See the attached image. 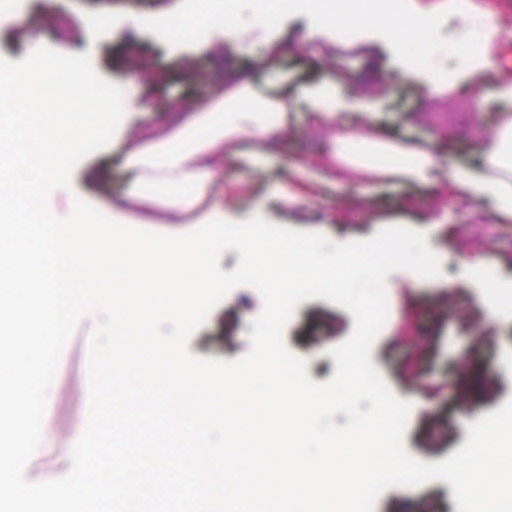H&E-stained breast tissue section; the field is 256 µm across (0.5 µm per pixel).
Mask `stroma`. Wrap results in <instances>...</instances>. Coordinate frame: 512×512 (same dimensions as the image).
Returning <instances> with one entry per match:
<instances>
[{
	"instance_id": "35a3bbf8",
	"label": "stroma",
	"mask_w": 512,
	"mask_h": 512,
	"mask_svg": "<svg viewBox=\"0 0 512 512\" xmlns=\"http://www.w3.org/2000/svg\"><path fill=\"white\" fill-rule=\"evenodd\" d=\"M23 11L37 25L36 43L2 30L0 56L21 61L36 44L72 55L87 52L100 76L123 89L139 86L150 101L145 107L124 96L123 118L110 144L77 164L69 186L50 192L54 216L69 217L79 196L110 219L139 227L147 211L131 197L136 169L130 149L150 145L154 132L169 128L172 101H184L194 116L207 112L220 85L219 60L247 67L253 72V88L295 99V111L283 118L252 101H238L245 118L223 156L211 158L205 193L184 183L176 171L147 170L148 179L197 201L181 224L165 223L162 206L154 205L149 212L156 221L150 231L180 235L217 218L236 222L256 215L342 243L371 238L390 225L424 231L442 273L424 288L412 272L388 275L387 318L370 352L372 365L393 393L412 404L404 434L408 453L429 464L448 459L466 443L469 424L512 399V223L479 215L448 186L449 171L481 166L480 146L492 141L503 114L512 112V99L503 96L496 77H488L475 96L458 86L441 91L418 82L381 36L361 32L357 47L338 50L304 14L289 16L271 30L250 23L220 38L172 48L140 24L153 17L155 0H26ZM493 14L485 0H468L465 19L445 21L440 33L454 37L464 28L488 24ZM498 17L499 41L512 43V12ZM131 48L148 59L149 71L166 74L165 84L131 73L126 59ZM318 95L338 100L333 120L317 118L312 101ZM341 130L358 138L375 135L389 144L427 148L435 165L424 181L374 177L337 165L332 154ZM442 298L447 301L448 326L420 389L401 378L403 354L392 342L407 308L424 313ZM264 307L256 289H232L194 333L197 356L232 361L247 354L252 321ZM461 309L470 317L465 329L455 318ZM353 328L347 309L313 298L296 306L284 341L306 358L309 378L324 383L336 371L331 349ZM93 330L92 322L82 319L61 353L47 393L42 442L25 469L30 482L62 478L71 467L74 446L87 423V345ZM461 360L469 361L476 374L493 377L499 397L475 390L466 405L454 407V367ZM441 413L447 416L448 445L431 448L425 425ZM425 494L440 495L443 512H454V496L444 480L414 489L389 488L377 499L374 512H398L402 501Z\"/></svg>"
}]
</instances>
